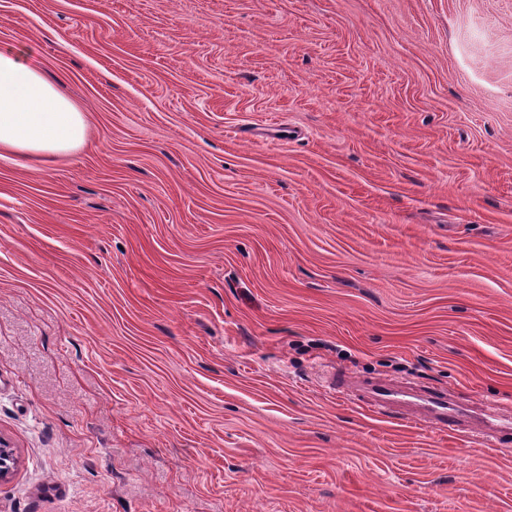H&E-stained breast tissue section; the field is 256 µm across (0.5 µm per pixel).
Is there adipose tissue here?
<instances>
[{
    "label": "adipose tissue",
    "instance_id": "1",
    "mask_svg": "<svg viewBox=\"0 0 512 512\" xmlns=\"http://www.w3.org/2000/svg\"><path fill=\"white\" fill-rule=\"evenodd\" d=\"M29 47L0 51V151L29 166L85 142L86 115L28 61Z\"/></svg>",
    "mask_w": 512,
    "mask_h": 512
}]
</instances>
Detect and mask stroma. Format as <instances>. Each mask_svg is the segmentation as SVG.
<instances>
[{"label":"stroma","mask_w":512,"mask_h":512,"mask_svg":"<svg viewBox=\"0 0 512 512\" xmlns=\"http://www.w3.org/2000/svg\"><path fill=\"white\" fill-rule=\"evenodd\" d=\"M87 118L0 158V512H512V0H0ZM359 390L363 391L362 398L377 414L394 417L402 410L405 394L394 383L369 382ZM422 415L414 416L417 421L441 429L459 425L464 414L448 401V395L441 391L429 392L421 399Z\"/></svg>","instance_id":"35a3bbf8"}]
</instances>
